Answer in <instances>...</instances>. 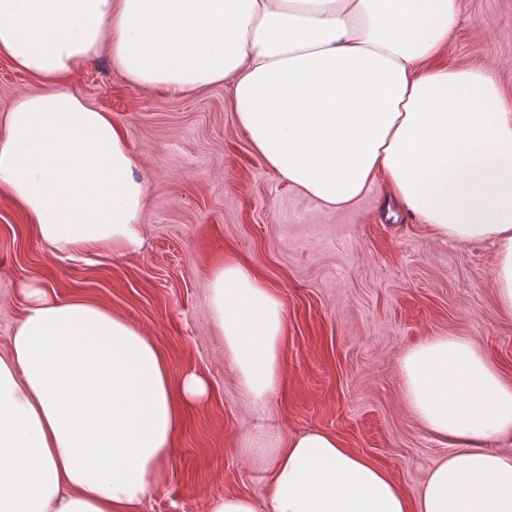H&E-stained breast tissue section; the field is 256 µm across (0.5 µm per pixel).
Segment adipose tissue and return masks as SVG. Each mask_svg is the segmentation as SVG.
<instances>
[{
  "mask_svg": "<svg viewBox=\"0 0 512 512\" xmlns=\"http://www.w3.org/2000/svg\"><path fill=\"white\" fill-rule=\"evenodd\" d=\"M456 0H0V57L37 84L0 137V196L43 242L83 253L143 245L148 187L125 129L69 92L107 55L171 96L229 84L238 125L288 185L329 210L384 178L448 242L492 241L512 311V111L483 67H434ZM212 319L256 412L281 380L284 306L244 262L217 259ZM0 354V512H138L166 479L187 409L208 384L173 386L155 343L111 308L24 287ZM407 403L449 447L414 498L333 435L262 449L265 512H512V384L461 336L406 351Z\"/></svg>",
  "mask_w": 512,
  "mask_h": 512,
  "instance_id": "obj_1",
  "label": "adipose tissue"
}]
</instances>
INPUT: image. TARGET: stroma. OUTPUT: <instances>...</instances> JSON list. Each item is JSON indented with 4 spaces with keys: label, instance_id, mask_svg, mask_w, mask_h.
<instances>
[{
    "label": "stroma",
    "instance_id": "35a3bbf8",
    "mask_svg": "<svg viewBox=\"0 0 512 512\" xmlns=\"http://www.w3.org/2000/svg\"><path fill=\"white\" fill-rule=\"evenodd\" d=\"M433 62L490 69L512 109V0H458ZM70 89L127 132L148 186L143 246L68 258L0 197V353L25 311L21 286L34 282L124 316L164 354L172 382L190 370L209 379L210 400L178 431L168 477L141 512H207L227 495L264 505L271 471L250 453L261 425L283 442L330 433L413 494L449 449L407 405L402 354L461 336L512 383V313L497 303L491 242L437 239L381 180L348 207L324 209L253 149L229 85L170 97L124 80L102 55ZM220 256L248 264L286 309L281 384L262 416L224 367L209 299Z\"/></svg>",
    "mask_w": 512,
    "mask_h": 512
}]
</instances>
